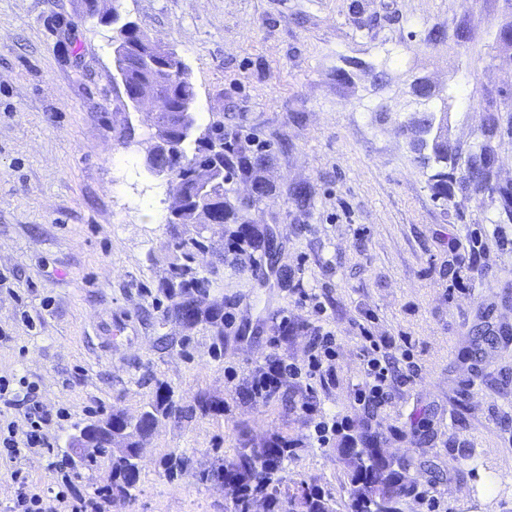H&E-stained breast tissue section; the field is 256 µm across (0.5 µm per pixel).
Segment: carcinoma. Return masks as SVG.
<instances>
[{
    "label": "carcinoma",
    "mask_w": 512,
    "mask_h": 512,
    "mask_svg": "<svg viewBox=\"0 0 512 512\" xmlns=\"http://www.w3.org/2000/svg\"><path fill=\"white\" fill-rule=\"evenodd\" d=\"M473 2L460 0L459 11L451 20L458 29L457 35L473 39L475 19ZM144 33L133 31L127 35L130 44L128 53L120 60V69L125 71L131 86L144 87L153 94V109L162 112L160 121L149 117L154 129L153 145L145 158L146 169L159 175L162 167L169 170L168 192L184 196L185 204L180 213L170 215L168 223L181 224H238L236 242L252 240L254 232L246 225L245 211L253 200L242 199L233 203L229 199L234 181L250 182L255 190L262 191L257 170L266 160L262 148L252 151L236 140L224 137V124L209 122L199 129L196 117L190 122H180L182 109L193 106L195 89L188 68H175L170 62L158 66L152 54L139 49L138 43ZM503 95L490 92L482 94L480 103L490 113L489 126L483 131L484 150L495 156L497 147L512 142V109L502 107ZM416 160L430 170L428 176L436 196L448 199L459 192L465 197L498 195L500 199L499 223H512V188L500 185L492 174L490 163L481 157L458 147L448 145L445 137L434 138L426 133L413 142ZM211 169L212 185L207 189L198 186V172ZM174 261L170 263V277L166 283L169 297H183L185 302H194L196 297L207 292L212 280L200 271L199 257L215 256L217 263H224V250L215 249L201 234L178 238L170 244ZM172 404L166 393L156 395L138 418L117 413V429L133 428V433L146 431L151 422L167 416ZM130 441L127 447L112 451L108 474L112 488V501L121 502L133 497L139 478L133 473L135 455ZM298 442L286 438H274L260 448L245 441L242 447L213 468L209 476L222 479L232 485L234 497L231 512H322L324 492L318 487H309V497L292 503L288 478L282 475L284 463L297 454ZM344 459L349 466L348 478L354 486L350 512H370L371 497L382 499L383 512H402L401 503L414 490L408 476L394 469L380 449L373 446L370 435H365L362 446L346 453Z\"/></svg>",
    "instance_id": "1"
}]
</instances>
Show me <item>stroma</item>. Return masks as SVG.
Wrapping results in <instances>:
<instances>
[{
	"label": "stroma",
	"mask_w": 512,
	"mask_h": 512,
	"mask_svg": "<svg viewBox=\"0 0 512 512\" xmlns=\"http://www.w3.org/2000/svg\"><path fill=\"white\" fill-rule=\"evenodd\" d=\"M106 4L174 46L199 124L220 116L225 136L266 146V194L245 216L275 252L237 256L199 296L221 309L223 335L167 318L165 242L200 233L218 245L232 225L168 224L167 181L145 168L153 130L114 80L110 26L77 0H0V334L10 338L0 377L36 383L46 437L78 485L105 484L108 458L79 456L70 435L117 410L137 416L162 390L179 406L203 395L223 408L161 419L134 498L101 512H224L230 490L200 471L243 438L277 435L299 441L289 482L344 507L353 486L340 439L315 434L332 419L375 431L416 487L441 489L440 512H512V223H498V198H438L401 129L422 107L414 80L432 86L437 108L453 76L448 141L470 148L487 118L473 90L512 93V66L430 42L459 0ZM297 284L319 295L325 318L297 306ZM318 325L338 356L331 381L313 387L315 412L301 408L303 378L244 398L268 356L303 364ZM364 326L408 338L421 367L375 409L355 401ZM184 456L191 467L170 477L167 461ZM15 467L60 512L39 454L0 465V512L16 497Z\"/></svg>",
	"instance_id": "1"
}]
</instances>
